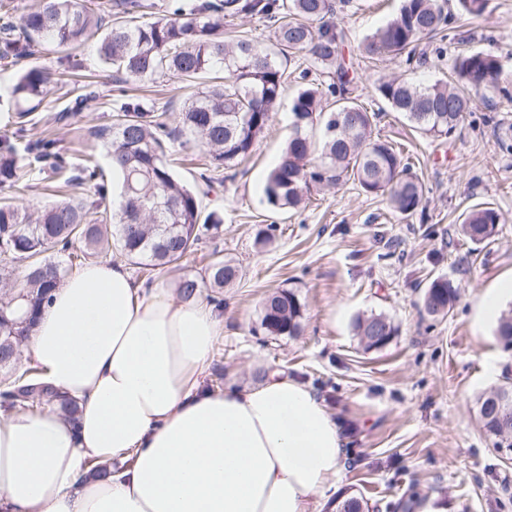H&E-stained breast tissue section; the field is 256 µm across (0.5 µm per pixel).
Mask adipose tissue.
Returning <instances> with one entry per match:
<instances>
[{"instance_id": "obj_1", "label": "adipose tissue", "mask_w": 512, "mask_h": 512, "mask_svg": "<svg viewBox=\"0 0 512 512\" xmlns=\"http://www.w3.org/2000/svg\"><path fill=\"white\" fill-rule=\"evenodd\" d=\"M223 334L215 304L123 264L63 278L22 347L78 419L0 409V512H311L342 471L341 424L280 371L207 387Z\"/></svg>"}]
</instances>
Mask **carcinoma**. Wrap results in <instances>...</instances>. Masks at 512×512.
Here are the masks:
<instances>
[{
  "label": "carcinoma",
  "instance_id": "carcinoma-1",
  "mask_svg": "<svg viewBox=\"0 0 512 512\" xmlns=\"http://www.w3.org/2000/svg\"><path fill=\"white\" fill-rule=\"evenodd\" d=\"M489 0H457V13L440 0H402L399 13L366 36L368 57L406 55V63L423 67L427 55L412 57L424 36L452 38L464 45L470 37L456 30L461 18L485 15ZM158 4L146 0H35L20 25L0 27V61L35 55L50 45L71 50L83 45L93 31L109 25L98 47L100 59L112 66L121 82H142L169 75L187 81L196 91L185 101L179 127L170 128L144 100L125 102L112 124L94 131L110 148L116 163L117 203L106 205L108 188L95 157L65 180L72 192L31 210L12 201L0 204V254L30 261L25 288L17 291L0 277V407L39 411L56 406L76 420L78 407L43 381L42 370L25 366L16 343L29 336L57 281L89 257H105L112 245L144 269L165 267L192 252L211 231L224 223L216 212H204L195 192L176 180L167 164L166 141L189 135L206 151L205 169L219 172L245 159L263 136L288 80L278 56L306 53L299 72L303 86L292 98L293 134L270 170L263 197L271 208H300L310 188L333 187L350 177L370 195H386L392 211L408 219L423 209V186L403 152L374 135L380 113L370 111L352 95L353 78L339 59L344 31L326 21L334 0H198L189 9L163 5V15L136 22L137 15ZM246 15L272 28L274 46L247 35L224 39V19ZM56 73L31 67L10 91L18 103L39 98ZM377 91L389 111L403 116L413 128L432 138H447L480 104L499 97L512 100L501 82L498 57L487 50H462L453 58L451 77L416 85L405 79L379 81ZM54 139L25 143L26 158L17 144L0 139V188L23 194L38 170L52 179L66 161ZM500 215L486 203L472 206L460 230L474 243L492 238ZM202 280L183 277L180 297L189 299L202 285L222 289L241 279L231 260L211 258ZM457 297L453 284L437 277L423 291L422 306L431 317L447 315ZM302 304L292 293L266 295L261 328L270 336L301 332ZM359 344L366 351L390 343L397 328L384 314L355 321ZM498 339L512 348V310L503 313ZM476 414L494 450L512 452V382L480 394Z\"/></svg>",
  "mask_w": 512,
  "mask_h": 512
}]
</instances>
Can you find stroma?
Listing matches in <instances>:
<instances>
[{
	"label": "stroma",
	"instance_id": "1",
	"mask_svg": "<svg viewBox=\"0 0 512 512\" xmlns=\"http://www.w3.org/2000/svg\"><path fill=\"white\" fill-rule=\"evenodd\" d=\"M400 5L401 0H350L333 17L345 32L341 61L354 77V94L374 110L382 104L379 79L445 80L459 50L447 43L442 59L433 57L413 71L401 58L364 57V38L392 19ZM463 28L474 36L471 49L495 52L504 78L512 82V0H490L487 15ZM97 47L93 39L65 59L51 50L17 65L0 61V138H14L22 128L27 137L57 140L71 166H80L91 153L105 168L108 148L92 131L111 123L127 97H144L169 126H178L191 93L184 82L166 76L118 90ZM64 66L75 79L92 76L100 98L76 111L69 96L48 85L32 123L20 126L10 91L22 70ZM298 88L296 81L288 82L251 156L223 170V183L208 187L200 180L202 146L186 136L172 143L175 175L200 193L203 207L223 210L224 223L177 267L147 275L132 264L131 276L170 285L198 278L216 251L238 264V284L204 291L224 302V335L212 351L208 380L242 385L272 366L323 399L357 457L345 459L338 482L313 497L312 512H336L337 502L353 495L363 497L371 512H396L414 486L421 492L420 506L432 512H512V459L493 450L474 409L477 394L512 377V350L503 348L495 326L477 319L490 288L512 278V153L499 151L482 112L446 139L421 136L391 112L375 132L404 147L425 186V218L399 220L385 197L364 194L351 181L312 192L305 208L277 213L266 205L262 189L291 134V100ZM483 202L499 212L500 224L490 244L476 245L460 235L459 224L468 207ZM270 223L277 226L275 236L258 248L256 234ZM391 241L398 256L387 254ZM437 277L458 290L443 318L422 310L421 286ZM275 289L294 293L302 304L301 335L269 336L261 329L264 297ZM371 313L389 317L398 334L385 348L366 352L353 324Z\"/></svg>",
	"mask_w": 512,
	"mask_h": 512
}]
</instances>
